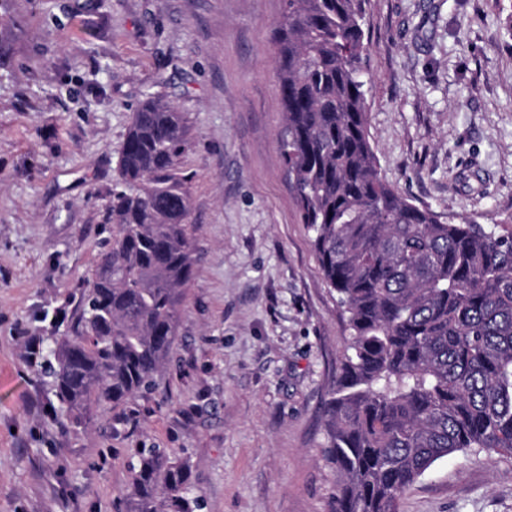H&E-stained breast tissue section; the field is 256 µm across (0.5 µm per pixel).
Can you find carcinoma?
<instances>
[{
	"instance_id": "obj_1",
	"label": "carcinoma",
	"mask_w": 512,
	"mask_h": 512,
	"mask_svg": "<svg viewBox=\"0 0 512 512\" xmlns=\"http://www.w3.org/2000/svg\"><path fill=\"white\" fill-rule=\"evenodd\" d=\"M365 0H285L273 30L281 157L300 223L350 336L325 404L339 474L330 512H400L437 460L512 459V227L457 224L400 196L368 131ZM186 113L149 92L105 208L112 249L53 337L50 389L70 424L151 390L194 276ZM129 512H201L190 460L140 448Z\"/></svg>"
}]
</instances>
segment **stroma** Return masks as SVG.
I'll return each mask as SVG.
<instances>
[{
    "label": "stroma",
    "mask_w": 512,
    "mask_h": 512,
    "mask_svg": "<svg viewBox=\"0 0 512 512\" xmlns=\"http://www.w3.org/2000/svg\"><path fill=\"white\" fill-rule=\"evenodd\" d=\"M283 0H0V512H127L137 448L188 456L203 512H328L322 414L349 337L280 151ZM386 180L455 222L512 218V0H366ZM190 121L193 280L154 390L71 426L50 350L113 229L145 91ZM400 512H512V462H435Z\"/></svg>",
    "instance_id": "stroma-1"
}]
</instances>
